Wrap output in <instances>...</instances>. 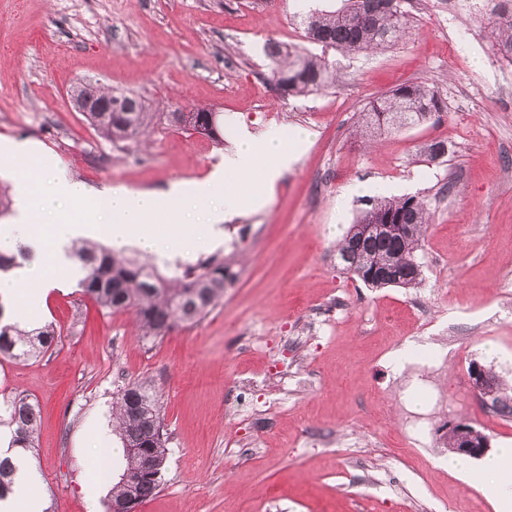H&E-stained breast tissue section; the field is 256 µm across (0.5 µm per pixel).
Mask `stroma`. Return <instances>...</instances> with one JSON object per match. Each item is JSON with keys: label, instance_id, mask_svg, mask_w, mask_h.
Returning <instances> with one entry per match:
<instances>
[{"label": "stroma", "instance_id": "35a3bbf8", "mask_svg": "<svg viewBox=\"0 0 512 512\" xmlns=\"http://www.w3.org/2000/svg\"><path fill=\"white\" fill-rule=\"evenodd\" d=\"M497 2L463 13L413 0L406 38L330 52L335 85L292 97L265 79L267 43L308 47L302 13L341 0H0V140L38 143L75 181L161 190L203 178L241 130L311 133L271 202L225 222L214 252L238 277L199 323L151 342L76 283L50 292L54 346L0 359V439L13 398L39 414L30 495L49 512H105L108 491L87 493L94 431L108 430L120 472L112 406L139 381L161 399L168 453L158 493L134 512H470L482 494L438 466L441 428L512 444V416L481 406L468 375L490 369L512 403V63L482 22ZM89 79L156 112L140 145L116 148L75 111L69 89ZM411 82L438 91L440 121L358 138L366 103ZM178 106L216 112L223 143L169 125ZM439 140L448 153L429 160ZM365 181L428 205L415 287L364 286L336 258L365 203L341 197ZM398 343L445 345L448 365L400 389ZM434 389L443 405L411 443L406 412Z\"/></svg>", "mask_w": 512, "mask_h": 512}]
</instances>
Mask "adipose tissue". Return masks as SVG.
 Instances as JSON below:
<instances>
[{
	"mask_svg": "<svg viewBox=\"0 0 512 512\" xmlns=\"http://www.w3.org/2000/svg\"><path fill=\"white\" fill-rule=\"evenodd\" d=\"M309 138L301 129L287 133L272 128L259 145L241 137L235 153L192 188L174 184L163 193L115 189L94 198L81 184L68 181L59 167L29 175L28 168L39 153L35 143L0 142V158H10L18 185L15 212L9 222L0 225V251L24 246L31 252L22 267L0 278V298L11 304L12 314L20 320L32 321L55 278L78 273L71 246L82 237L102 236L116 249L135 244L155 253L159 246L154 226L159 223L167 225L172 242L189 239L199 248L214 245L229 216L268 202L271 191L297 163ZM38 181L49 184L51 195L72 203L89 202L83 220L44 226L45 209L33 199ZM441 465L457 474H477L496 512H512V448L499 449L477 465L451 453Z\"/></svg>",
	"mask_w": 512,
	"mask_h": 512,
	"instance_id": "ef3b65f1",
	"label": "adipose tissue"
}]
</instances>
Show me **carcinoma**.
Listing matches in <instances>:
<instances>
[{
	"label": "carcinoma",
	"instance_id": "obj_1",
	"mask_svg": "<svg viewBox=\"0 0 512 512\" xmlns=\"http://www.w3.org/2000/svg\"><path fill=\"white\" fill-rule=\"evenodd\" d=\"M410 0H344L336 10L314 9L303 21L310 41L341 52L384 50L408 33ZM496 31V52L512 62V8L502 0L499 9L484 19ZM267 55L272 62L270 81L286 85L290 96L318 93L335 82L333 63L326 53L315 54L297 47L271 42ZM77 97L107 100L110 89L98 82H84L72 88ZM131 102L134 112H91L88 121L98 135L111 143H137L145 137L156 114L132 95L122 96ZM442 111L438 92L428 83L401 84L385 95L370 101L363 109L361 128L398 130L419 124ZM182 126L211 139L219 138L214 113L196 107L188 113ZM428 221L426 205L414 196L378 197L361 211L338 244L339 259L350 262L357 251L369 252L382 259L375 269L367 268L360 280L371 288L389 286L412 288L421 281L416 260L422 229ZM399 225L398 232L386 237L364 235L372 224ZM72 254L85 270L78 285L85 295L108 311L129 310L136 316L141 335L157 340L180 325H194L224 302V289L235 280L232 261L211 257L179 267L168 275L159 272L150 259H140L114 252L88 239L73 243ZM29 260L28 251L20 246L11 254H0V274L9 273ZM5 304L0 299V356L19 360L48 351L57 339L50 323L26 330L4 319ZM117 435L123 448L122 477L112 483L108 504L130 502L134 505L155 495L161 485L166 461V447L160 417V405L154 390L140 382L125 386L116 401ZM37 410L25 399L10 402L9 424L13 427L12 445L26 452L35 444ZM149 454L154 462L150 472L134 471V456ZM19 480V466L0 458V502L14 493Z\"/></svg>",
	"mask_w": 512,
	"mask_h": 512
}]
</instances>
